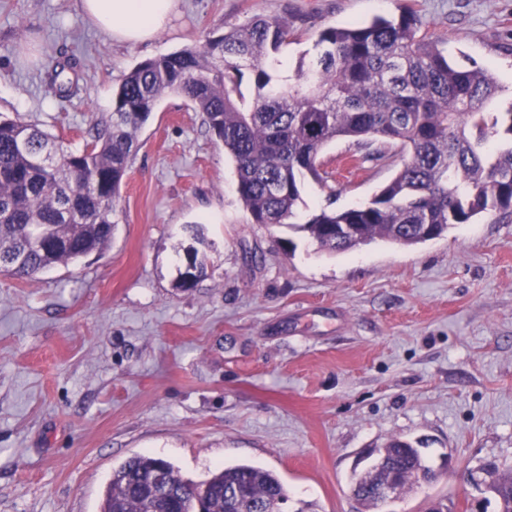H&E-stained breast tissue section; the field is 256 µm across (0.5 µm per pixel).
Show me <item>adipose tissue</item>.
Masks as SVG:
<instances>
[{
  "label": "adipose tissue",
  "instance_id": "1",
  "mask_svg": "<svg viewBox=\"0 0 512 512\" xmlns=\"http://www.w3.org/2000/svg\"><path fill=\"white\" fill-rule=\"evenodd\" d=\"M179 0H81V9L95 27L119 43H140L169 22Z\"/></svg>",
  "mask_w": 512,
  "mask_h": 512
}]
</instances>
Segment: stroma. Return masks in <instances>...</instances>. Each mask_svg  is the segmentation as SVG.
Listing matches in <instances>:
<instances>
[{
	"label": "stroma",
	"mask_w": 512,
	"mask_h": 512,
	"mask_svg": "<svg viewBox=\"0 0 512 512\" xmlns=\"http://www.w3.org/2000/svg\"><path fill=\"white\" fill-rule=\"evenodd\" d=\"M412 6L432 40L486 67L512 104V0H179L151 41L121 44L80 0H0V118L82 149L119 78L144 60L254 17L288 19L296 70L320 30ZM74 88L49 90L57 63ZM112 240L30 277L0 273V512H100L129 457L199 483L250 464L274 472L280 512H363L351 478L368 450L424 440L431 482L392 512H498L488 464L512 466V217L414 246L328 253L308 215L368 203L402 163L390 142L321 154L292 223L254 224L231 158L201 113L164 97L138 133ZM205 261L195 288L177 281Z\"/></svg>",
	"instance_id": "1"
}]
</instances>
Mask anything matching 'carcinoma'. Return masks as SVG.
Here are the masks:
<instances>
[{"instance_id": "1", "label": "carcinoma", "mask_w": 512, "mask_h": 512, "mask_svg": "<svg viewBox=\"0 0 512 512\" xmlns=\"http://www.w3.org/2000/svg\"><path fill=\"white\" fill-rule=\"evenodd\" d=\"M409 6L369 24L319 32L317 57L295 78L280 76L277 57L291 34L283 18L257 17L201 48L147 59L123 74L103 129L78 151L30 125L0 119V271L30 276L101 252L112 240V215L138 148L137 135L167 94L187 98L234 162L237 192L251 223L281 225L296 216L305 179L323 180L320 156L330 143L366 138L399 146L403 163L371 201L323 208L301 225L320 249L342 253L380 240L413 246L478 217L512 216V110L492 112L502 91L485 67L452 62L421 33ZM67 65L49 85L70 92ZM250 74L249 104L239 89ZM45 247L29 248L33 229ZM178 287H194L205 266L190 259ZM375 473L357 474L353 494L365 512L388 504L434 473L413 442L395 438L377 449ZM488 485L499 512H512V468H492ZM272 512L286 489L272 472L248 464L225 467L207 481L184 480L175 466L147 455L112 471L101 512H143L154 490L155 512Z\"/></svg>"}]
</instances>
